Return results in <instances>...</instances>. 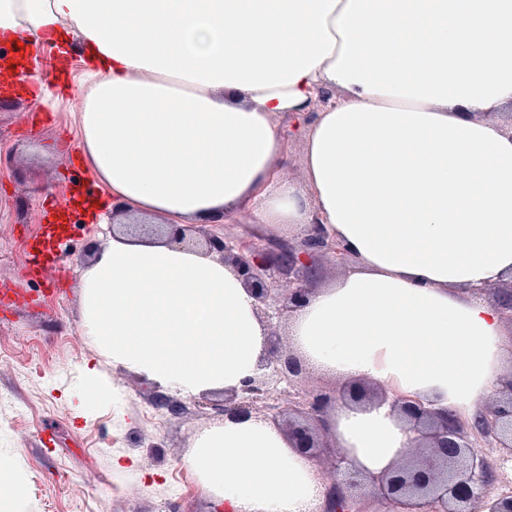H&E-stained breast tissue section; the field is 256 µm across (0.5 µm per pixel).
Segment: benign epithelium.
Segmentation results:
<instances>
[{"label": "benign epithelium", "mask_w": 512, "mask_h": 512, "mask_svg": "<svg viewBox=\"0 0 512 512\" xmlns=\"http://www.w3.org/2000/svg\"><path fill=\"white\" fill-rule=\"evenodd\" d=\"M205 243L242 274L258 316L270 327L269 347L260 361L258 376L247 382L242 393L224 399V416L248 419L270 409L258 402L265 398L273 379L290 384L303 373L300 359L280 351L279 322L291 317L306 299L317 262L330 255L342 266L348 253L317 221L294 240H242L209 233ZM492 292L496 293L498 308L509 315L512 324V276L477 289L481 296ZM375 399L384 402L387 393L367 385L324 388L297 397L288 408V416L273 413L270 420L296 451L313 459L327 448L324 417L336 401ZM391 406L415 435V445L380 475L336 465L341 479L326 489L323 508L318 512H353L351 504L366 494L392 507L390 512H472L477 501L494 491L497 471L512 463V372L501 377L492 401L472 418L452 411H431L419 399L399 395L394 396ZM484 445L499 449L496 463L477 452Z\"/></svg>", "instance_id": "obj_1"}]
</instances>
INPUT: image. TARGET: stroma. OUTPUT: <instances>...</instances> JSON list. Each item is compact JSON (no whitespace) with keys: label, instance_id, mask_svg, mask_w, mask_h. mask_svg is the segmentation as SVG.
Masks as SVG:
<instances>
[{"label":"stroma","instance_id":"obj_1","mask_svg":"<svg viewBox=\"0 0 512 512\" xmlns=\"http://www.w3.org/2000/svg\"><path fill=\"white\" fill-rule=\"evenodd\" d=\"M36 81L14 83L6 62ZM85 55L43 44L33 56L0 42V453L18 461L30 512H217L216 497L186 465L194 439L223 423V393H170L179 412L159 406L162 389L112 366L84 335L77 271L108 231L72 203L74 186L101 188L77 149L76 114L86 93ZM64 222L58 246L70 268L60 286L28 269L31 245ZM112 382L97 396L89 371Z\"/></svg>","mask_w":512,"mask_h":512}]
</instances>
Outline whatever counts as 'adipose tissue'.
Instances as JSON below:
<instances>
[{"mask_svg":"<svg viewBox=\"0 0 512 512\" xmlns=\"http://www.w3.org/2000/svg\"><path fill=\"white\" fill-rule=\"evenodd\" d=\"M72 36L88 60L78 150L128 218L80 271L84 330L113 365L183 395L240 390L267 327L242 278L173 227L240 210L319 221L358 260L288 325L317 373L476 413L512 359L477 288L512 273V0H0V39ZM305 184L279 176V115L319 91ZM349 468L379 474L412 435L389 404L337 403ZM185 462L224 512H316L314 463L271 423L225 419Z\"/></svg>","mask_w":512,"mask_h":512,"instance_id":"adipose-tissue-1","label":"adipose tissue"}]
</instances>
